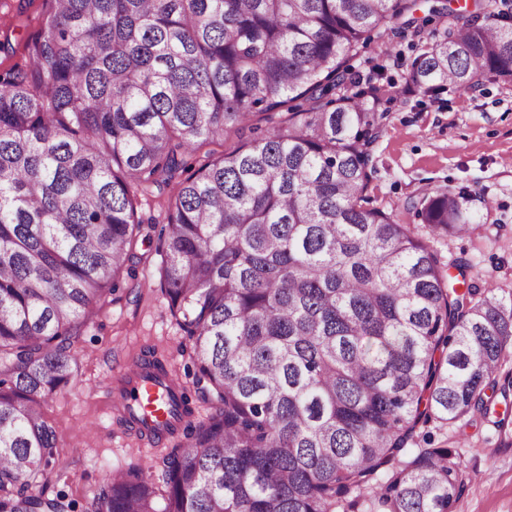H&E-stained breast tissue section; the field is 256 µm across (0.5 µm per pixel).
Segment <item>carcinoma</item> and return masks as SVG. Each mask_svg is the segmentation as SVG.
Segmentation results:
<instances>
[{"mask_svg": "<svg viewBox=\"0 0 512 512\" xmlns=\"http://www.w3.org/2000/svg\"><path fill=\"white\" fill-rule=\"evenodd\" d=\"M43 2L27 63L0 73V512L70 509L46 496V411L155 190L161 284L210 414L168 455L165 490L135 466L91 512H452L457 455L409 444L473 412L508 425L492 393L512 285L455 286L372 205L397 91L360 87L350 60L411 29L415 93L512 81V0L421 18L417 0ZM419 205L434 233L476 230L463 192Z\"/></svg>", "mask_w": 512, "mask_h": 512, "instance_id": "obj_1", "label": "carcinoma"}]
</instances>
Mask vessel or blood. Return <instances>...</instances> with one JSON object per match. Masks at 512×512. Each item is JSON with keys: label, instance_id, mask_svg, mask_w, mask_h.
Instances as JSON below:
<instances>
[{"label": "vessel or blood", "instance_id": "obj_1", "mask_svg": "<svg viewBox=\"0 0 512 512\" xmlns=\"http://www.w3.org/2000/svg\"><path fill=\"white\" fill-rule=\"evenodd\" d=\"M109 384L113 407L132 413L137 428L162 439L168 437L170 428L178 426L181 383L156 375L149 366L135 364L111 376Z\"/></svg>", "mask_w": 512, "mask_h": 512}]
</instances>
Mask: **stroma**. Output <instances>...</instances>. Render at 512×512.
<instances>
[{
	"instance_id": "stroma-1",
	"label": "stroma",
	"mask_w": 512,
	"mask_h": 512,
	"mask_svg": "<svg viewBox=\"0 0 512 512\" xmlns=\"http://www.w3.org/2000/svg\"><path fill=\"white\" fill-rule=\"evenodd\" d=\"M43 0H0V67L24 64L23 44L41 25ZM421 44L412 32L371 39L352 63L361 81L384 74L401 93L389 107L382 137L374 146L375 206L392 213L449 264L470 262V279L493 277L512 283V83L483 82L472 93L447 92L432 100L405 92L409 65ZM466 191L478 226L471 235L435 236L414 203L424 194ZM162 198L139 197L138 212L150 224V238L137 248L130 274L107 295L74 350L77 366L46 413L62 448L46 474L50 489L89 512L88 492L112 472L134 466L162 472L172 441L138 437L110 407L107 381L114 370L146 355L161 359L184 386L195 390V367L187 340L161 290ZM455 450L472 476L454 512H512V425L472 414L448 425L417 428L415 447Z\"/></svg>"
}]
</instances>
